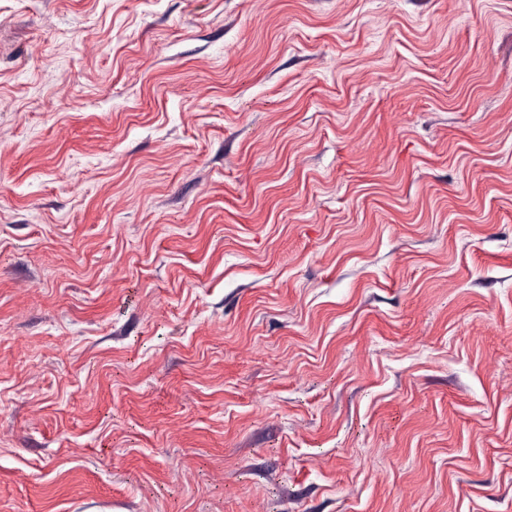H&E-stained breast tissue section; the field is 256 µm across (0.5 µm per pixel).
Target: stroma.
Returning a JSON list of instances; mask_svg holds the SVG:
<instances>
[{
    "instance_id": "1",
    "label": "stroma",
    "mask_w": 512,
    "mask_h": 512,
    "mask_svg": "<svg viewBox=\"0 0 512 512\" xmlns=\"http://www.w3.org/2000/svg\"><path fill=\"white\" fill-rule=\"evenodd\" d=\"M0 512H512V0H0Z\"/></svg>"
}]
</instances>
